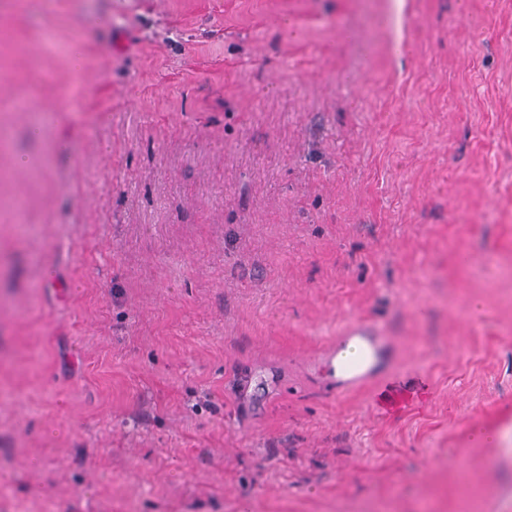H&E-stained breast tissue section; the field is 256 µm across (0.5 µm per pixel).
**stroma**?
I'll return each instance as SVG.
<instances>
[{
	"label": "stroma",
	"instance_id": "obj_1",
	"mask_svg": "<svg viewBox=\"0 0 512 512\" xmlns=\"http://www.w3.org/2000/svg\"><path fill=\"white\" fill-rule=\"evenodd\" d=\"M402 2L0 0V512H512V0ZM364 341L372 353L378 345H390V336L374 320L368 318H351L336 333V349L324 352L321 365L333 378L336 392L359 389L373 376L374 364L365 367L366 357L354 362L336 363L340 346L352 338ZM337 364V365H336Z\"/></svg>",
	"mask_w": 512,
	"mask_h": 512
}]
</instances>
